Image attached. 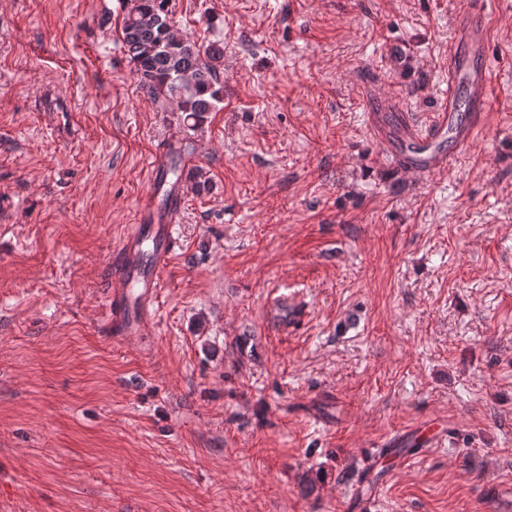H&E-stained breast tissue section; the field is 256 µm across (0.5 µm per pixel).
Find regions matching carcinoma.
I'll return each instance as SVG.
<instances>
[{"mask_svg": "<svg viewBox=\"0 0 512 512\" xmlns=\"http://www.w3.org/2000/svg\"><path fill=\"white\" fill-rule=\"evenodd\" d=\"M169 5L170 0H141L140 8L122 19V41L139 84L196 128L224 98L219 81L224 53L215 44L203 47L175 36Z\"/></svg>", "mask_w": 512, "mask_h": 512, "instance_id": "cac0c4a2", "label": "carcinoma"}]
</instances>
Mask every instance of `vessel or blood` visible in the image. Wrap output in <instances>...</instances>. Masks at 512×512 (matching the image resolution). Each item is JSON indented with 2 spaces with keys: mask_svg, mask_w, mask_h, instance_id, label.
Instances as JSON below:
<instances>
[{
  "mask_svg": "<svg viewBox=\"0 0 512 512\" xmlns=\"http://www.w3.org/2000/svg\"><path fill=\"white\" fill-rule=\"evenodd\" d=\"M502 2L468 0L465 9L456 14L448 44L445 102L428 120L407 114L393 121L397 103L388 96L363 91L370 132L409 176L423 178L446 170L472 145L490 109L488 48ZM181 203L180 183L170 180L164 160L154 158L146 170V190L137 206L136 222L124 235L110 270L107 314L117 334L145 333L177 246L174 223ZM277 305L273 319L277 327L301 325L305 310L298 296L280 295Z\"/></svg>",
  "mask_w": 512,
  "mask_h": 512,
  "instance_id": "b4317fda",
  "label": "vessel or blood"
}]
</instances>
